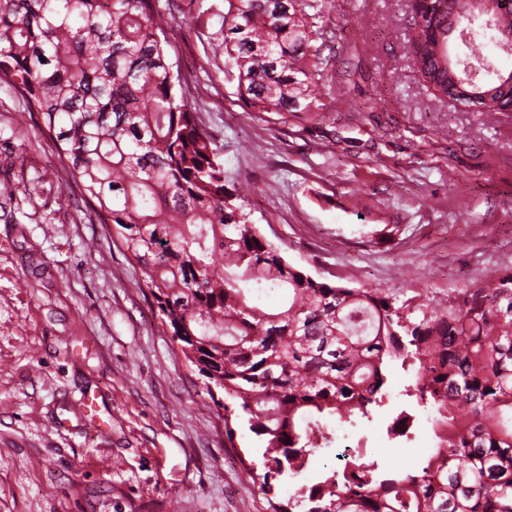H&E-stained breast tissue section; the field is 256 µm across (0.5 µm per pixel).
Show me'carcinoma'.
Masks as SVG:
<instances>
[{
	"instance_id": "obj_1",
	"label": "carcinoma",
	"mask_w": 512,
	"mask_h": 512,
	"mask_svg": "<svg viewBox=\"0 0 512 512\" xmlns=\"http://www.w3.org/2000/svg\"><path fill=\"white\" fill-rule=\"evenodd\" d=\"M213 60L237 72L253 112H311L324 75L297 0H226ZM160 0H0V86L42 116L99 222L135 262L177 350L224 394L228 440L246 430L261 460L244 479L271 512H512V271L464 292L329 284L263 235L170 61ZM425 76L435 42L413 37ZM26 184L0 180L13 200ZM285 291L276 309L261 294ZM392 362L437 439L413 472L363 454L309 483L330 422L367 419L390 399ZM296 481L287 502L277 482Z\"/></svg>"
}]
</instances>
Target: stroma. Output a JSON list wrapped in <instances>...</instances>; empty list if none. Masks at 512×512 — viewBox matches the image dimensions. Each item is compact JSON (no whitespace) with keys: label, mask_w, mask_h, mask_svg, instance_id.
Masks as SVG:
<instances>
[{"label":"stroma","mask_w":512,"mask_h":512,"mask_svg":"<svg viewBox=\"0 0 512 512\" xmlns=\"http://www.w3.org/2000/svg\"><path fill=\"white\" fill-rule=\"evenodd\" d=\"M331 89L315 112H250L210 59L226 0H160L172 62L266 238L318 280L456 301L512 268V112L436 96L414 65L411 0H302ZM38 115L0 87V512H268L248 435L161 325L138 270L82 200ZM69 197L68 212L58 210ZM393 396L337 435L413 469L435 438ZM411 439L391 447L400 411Z\"/></svg>","instance_id":"obj_1"}]
</instances>
